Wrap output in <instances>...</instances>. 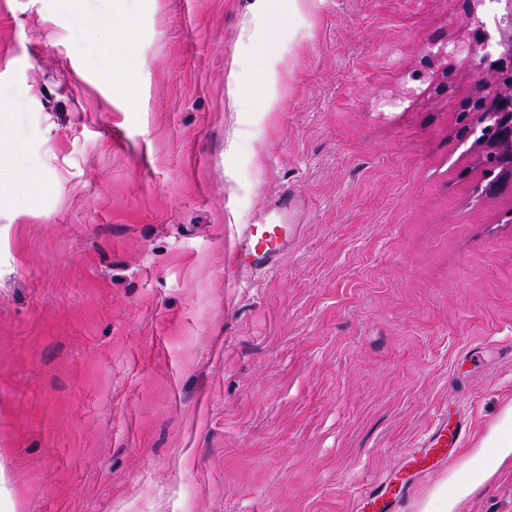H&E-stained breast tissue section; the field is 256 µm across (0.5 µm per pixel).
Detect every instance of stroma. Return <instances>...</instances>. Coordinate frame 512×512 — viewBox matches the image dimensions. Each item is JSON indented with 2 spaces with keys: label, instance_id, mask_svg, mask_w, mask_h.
<instances>
[{
  "label": "stroma",
  "instance_id": "35a3bbf8",
  "mask_svg": "<svg viewBox=\"0 0 512 512\" xmlns=\"http://www.w3.org/2000/svg\"><path fill=\"white\" fill-rule=\"evenodd\" d=\"M0 0V512H512V201L467 0ZM275 111L228 92L266 46ZM295 207L276 271L242 225ZM464 421L448 459L427 447ZM283 2H287V10ZM305 2V0H255L254 9L258 14L269 17H279L286 12L290 21L301 13ZM490 448H501L500 457L506 458L512 454V406L509 407L496 427L495 436ZM409 493L404 487L393 489L388 483H378L374 487L363 488L360 493L362 500L371 504L374 512H394V508ZM470 484H460L448 495V483L435 491L420 512H453L457 498L464 496Z\"/></svg>",
  "mask_w": 512,
  "mask_h": 512
}]
</instances>
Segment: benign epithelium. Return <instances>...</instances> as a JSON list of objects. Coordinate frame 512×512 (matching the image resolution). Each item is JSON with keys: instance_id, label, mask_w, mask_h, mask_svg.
<instances>
[{"instance_id": "obj_1", "label": "benign epithelium", "mask_w": 512, "mask_h": 512, "mask_svg": "<svg viewBox=\"0 0 512 512\" xmlns=\"http://www.w3.org/2000/svg\"><path fill=\"white\" fill-rule=\"evenodd\" d=\"M496 27L500 40L489 46L481 31H473L465 41L445 43L431 51L434 57L459 58L474 63L473 74L480 95L468 112L471 127L467 136L477 128L492 124L498 131L492 142L475 140V167L485 171L488 162L499 170L498 178L485 188L494 198L512 199V0H497Z\"/></svg>"}]
</instances>
